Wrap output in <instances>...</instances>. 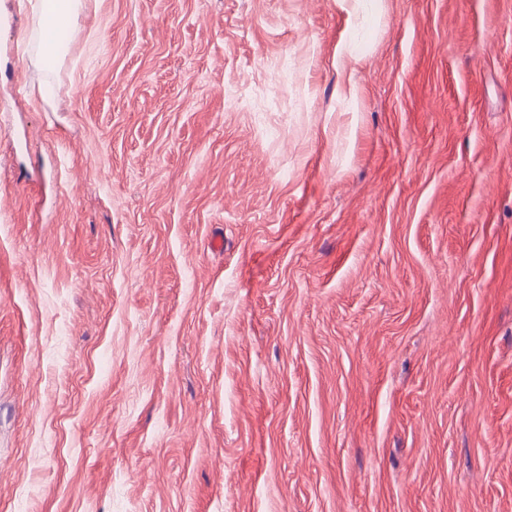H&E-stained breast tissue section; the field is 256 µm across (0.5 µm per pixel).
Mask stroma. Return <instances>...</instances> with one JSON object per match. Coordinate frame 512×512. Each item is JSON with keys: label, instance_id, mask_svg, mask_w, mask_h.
I'll list each match as a JSON object with an SVG mask.
<instances>
[{"label": "stroma", "instance_id": "35a3bbf8", "mask_svg": "<svg viewBox=\"0 0 512 512\" xmlns=\"http://www.w3.org/2000/svg\"><path fill=\"white\" fill-rule=\"evenodd\" d=\"M38 13L0 512H512V0H82L47 66Z\"/></svg>", "mask_w": 512, "mask_h": 512}]
</instances>
